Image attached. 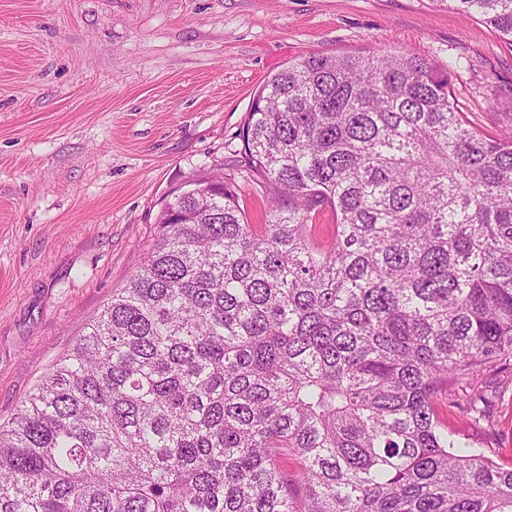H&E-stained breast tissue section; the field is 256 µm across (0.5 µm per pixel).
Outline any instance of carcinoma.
<instances>
[{
  "label": "carcinoma",
  "mask_w": 512,
  "mask_h": 512,
  "mask_svg": "<svg viewBox=\"0 0 512 512\" xmlns=\"http://www.w3.org/2000/svg\"><path fill=\"white\" fill-rule=\"evenodd\" d=\"M436 2L512 44V0ZM240 136L267 222L219 174L165 204L0 425V512H512V466L436 408L486 418L480 379L512 357V131L383 52L288 65Z\"/></svg>",
  "instance_id": "obj_1"
}]
</instances>
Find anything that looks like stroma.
<instances>
[{
    "label": "stroma",
    "mask_w": 512,
    "mask_h": 512,
    "mask_svg": "<svg viewBox=\"0 0 512 512\" xmlns=\"http://www.w3.org/2000/svg\"><path fill=\"white\" fill-rule=\"evenodd\" d=\"M384 51L459 61L471 121L512 129V45L436 0H0V423L126 286L189 181L224 173L263 222L239 133L268 77ZM482 387L489 420H440L511 465L512 358Z\"/></svg>",
    "instance_id": "stroma-1"
}]
</instances>
